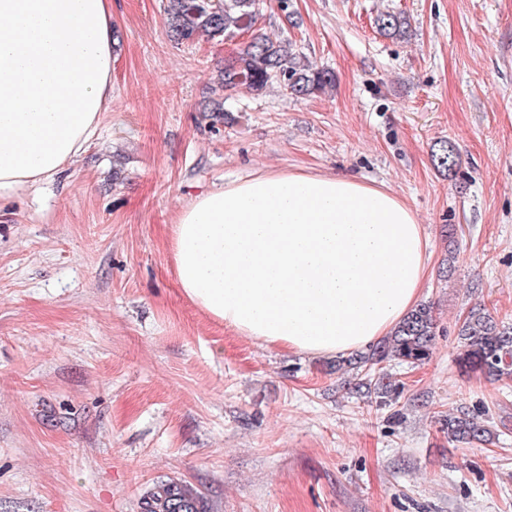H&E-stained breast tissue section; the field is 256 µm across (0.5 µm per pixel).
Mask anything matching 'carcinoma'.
<instances>
[{"label": "carcinoma", "instance_id": "cac0c4a2", "mask_svg": "<svg viewBox=\"0 0 512 512\" xmlns=\"http://www.w3.org/2000/svg\"><path fill=\"white\" fill-rule=\"evenodd\" d=\"M170 38L190 43L201 34L211 38H234L241 33L250 39L235 60L224 66L221 86L233 92L244 86L262 93L273 85L294 96H307L335 85L329 69H317L301 62L292 44L278 42L255 28L256 0H166ZM378 29L392 36L405 33L407 19L395 13H381ZM433 165L448 176L456 174L460 153L456 144L440 141L431 154ZM436 316L430 304L412 309L391 334L372 345L355 361H336V371H356L355 386L367 389L386 404L401 393L399 384L387 373V366L397 361L411 366L425 364L431 357L436 336ZM463 348L459 359L462 368L478 371L500 380L512 377V327L499 325L482 305L469 308L458 329ZM448 440L460 443H485L490 430L470 411L450 414L445 419ZM140 512H206L202 497L192 487L175 480L156 482L140 499Z\"/></svg>", "mask_w": 512, "mask_h": 512}]
</instances>
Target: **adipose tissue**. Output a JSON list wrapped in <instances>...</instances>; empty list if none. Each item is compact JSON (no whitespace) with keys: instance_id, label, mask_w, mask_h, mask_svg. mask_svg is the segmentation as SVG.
<instances>
[{"instance_id":"ef3b65f1","label":"adipose tissue","mask_w":512,"mask_h":512,"mask_svg":"<svg viewBox=\"0 0 512 512\" xmlns=\"http://www.w3.org/2000/svg\"><path fill=\"white\" fill-rule=\"evenodd\" d=\"M110 0H0V199L92 140L112 101ZM183 294L238 335L314 357L389 335L413 309L424 229L390 192L270 172L198 195L173 226Z\"/></svg>"}]
</instances>
